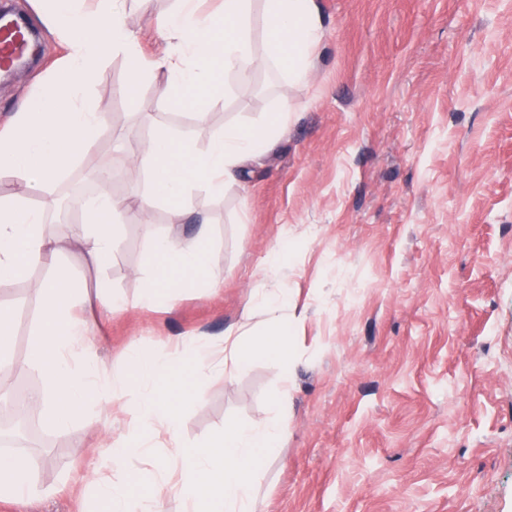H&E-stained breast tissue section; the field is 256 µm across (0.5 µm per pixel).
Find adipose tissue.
Returning a JSON list of instances; mask_svg holds the SVG:
<instances>
[{
    "instance_id": "obj_1",
    "label": "adipose tissue",
    "mask_w": 512,
    "mask_h": 512,
    "mask_svg": "<svg viewBox=\"0 0 512 512\" xmlns=\"http://www.w3.org/2000/svg\"><path fill=\"white\" fill-rule=\"evenodd\" d=\"M41 2L46 27L72 31L79 38L62 60L61 77L42 83L0 129V175L33 193L68 172L100 135L103 118L89 105L86 92L111 52H122L128 59L120 92L131 102L150 71L165 70L163 91L169 94L207 88L219 73L228 81L246 80L259 63L251 38L252 0H223L221 12L215 15L202 12L197 0H176L171 14L158 23L171 45L170 53L161 58L141 52L125 23L124 0ZM263 23L269 58L282 64L289 84H300L321 45L322 22L315 0H264ZM293 111L287 102L264 126H227L203 150L168 127L155 126L140 157L153 177L152 191L118 201L105 181L92 206L83 210L78 243L85 267L101 268L111 257L123 215L139 216L161 200L187 203L192 212L203 214L210 199L222 195L248 162L265 154L274 139L287 135ZM210 232L207 222L196 224L193 249L168 236H147L144 255L151 275L136 307L155 306L186 280L220 288L223 274L204 250ZM63 248V239L45 232L41 212L27 207L22 199L0 198V281L22 277ZM287 274L288 246L283 243L263 270L275 287L255 300L274 323V335L246 344L244 328L232 326L219 341L208 336L180 337L164 355L146 353L132 343L123 353L134 369L130 375L108 372L101 364L91 344V324L81 316L85 309L115 310L122 307V299L102 288L88 291L63 270L39 283L34 361L43 386L29 403L40 411L43 422L54 429L66 428L95 407L111 406L133 385L139 401L132 424L129 432L110 442L109 461L122 464L129 457L149 454L163 440L174 448L181 464L175 473L158 466L111 482L96 481L95 496L107 512H160L167 496L180 498L183 512H256L254 475L263 460L276 453L287 432V389H280L274 398L271 417L228 427L200 446L181 441L180 410L184 402L203 401L202 381L210 375L232 379L237 369L256 358L288 365L293 338L280 317L288 299L277 286ZM37 466V460L28 455L1 456L0 500L28 497Z\"/></svg>"
}]
</instances>
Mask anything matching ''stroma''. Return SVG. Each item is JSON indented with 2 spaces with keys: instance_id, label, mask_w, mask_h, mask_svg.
<instances>
[{
  "instance_id": "1",
  "label": "stroma",
  "mask_w": 512,
  "mask_h": 512,
  "mask_svg": "<svg viewBox=\"0 0 512 512\" xmlns=\"http://www.w3.org/2000/svg\"><path fill=\"white\" fill-rule=\"evenodd\" d=\"M322 47L304 83L289 86L269 63L206 106L162 95L164 74L144 77L136 101L120 92L127 60L109 54L87 97L105 129L77 163L26 197L47 233L77 236L90 173L112 169V195L151 187L133 157L154 125L205 149L228 125L259 126L285 98L298 109L286 137L210 200L209 260L224 283L175 289L135 307L150 270L147 234L194 247V215L158 202L124 224L113 256L88 272L77 248L59 258L88 287L105 284L128 306L98 320L96 352L118 370L130 342L162 353L179 336H223L270 288L262 270L280 240L289 269L280 281L294 324L289 383L257 358L232 380L204 379L205 399L181 412V440L198 445L225 427L271 417L288 389V431L255 476L259 512H512V0H316ZM40 31L38 60L0 80V125L69 44L42 28L38 0H14ZM174 0H126L142 52L162 56L158 19ZM52 265L0 282L14 314V369L0 386L25 398L42 384L32 350L37 283ZM135 393L63 430L38 410L0 456L38 458L32 493L0 512H95L93 477L111 435L129 431Z\"/></svg>"
}]
</instances>
